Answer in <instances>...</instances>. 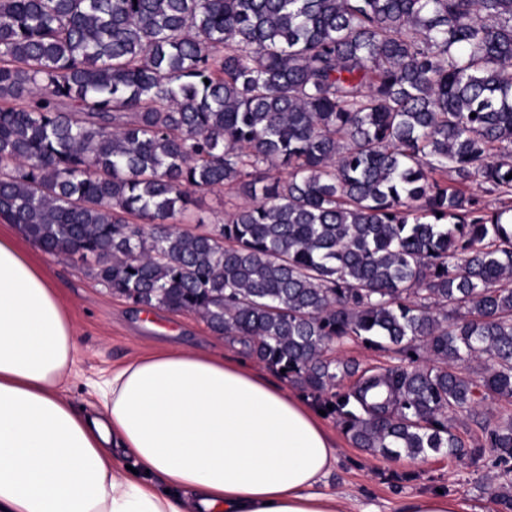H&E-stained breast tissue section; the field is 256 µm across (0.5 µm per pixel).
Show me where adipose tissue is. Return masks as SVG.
<instances>
[{
    "label": "adipose tissue",
    "mask_w": 512,
    "mask_h": 512,
    "mask_svg": "<svg viewBox=\"0 0 512 512\" xmlns=\"http://www.w3.org/2000/svg\"><path fill=\"white\" fill-rule=\"evenodd\" d=\"M75 326L18 236H0V512H347L317 408L245 359L158 349L65 384Z\"/></svg>",
    "instance_id": "obj_1"
}]
</instances>
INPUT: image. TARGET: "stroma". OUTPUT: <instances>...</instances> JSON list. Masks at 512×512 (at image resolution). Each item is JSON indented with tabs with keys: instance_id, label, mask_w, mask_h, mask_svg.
<instances>
[{
	"instance_id": "1",
	"label": "stroma",
	"mask_w": 512,
	"mask_h": 512,
	"mask_svg": "<svg viewBox=\"0 0 512 512\" xmlns=\"http://www.w3.org/2000/svg\"><path fill=\"white\" fill-rule=\"evenodd\" d=\"M235 191L217 188L201 194L197 207L176 220L178 229L200 232L223 223L226 211L242 203ZM46 273L58 284L76 329V363L66 394L78 409L98 402L93 381L114 366L149 348L174 347L247 358L239 343L217 335L197 315L160 307L146 311L113 294L94 274L91 265L37 250ZM324 422L337 440L336 464L327 485L348 505V512H400L412 496L443 491L465 512H500L492 491L512 484V473L496 466L490 449L481 456L451 458L432 454L420 465L407 456L372 455L351 445L334 416Z\"/></svg>"
}]
</instances>
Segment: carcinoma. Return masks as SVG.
I'll use <instances>...</instances> for the list:
<instances>
[{
  "label": "carcinoma",
  "instance_id": "1",
  "mask_svg": "<svg viewBox=\"0 0 512 512\" xmlns=\"http://www.w3.org/2000/svg\"><path fill=\"white\" fill-rule=\"evenodd\" d=\"M510 173L512 0H0V219L371 454L512 462L511 414L452 426L512 402ZM223 186L250 203L156 234ZM328 355L340 359H353L360 364V369L388 367L399 362V356L393 352L372 350L359 341L344 339L328 352ZM512 414V403L507 404L504 401L487 400L478 409L476 416H459V419L454 424L455 433L462 437L464 440L470 442L477 436H481V424L485 419H493L501 413Z\"/></svg>",
  "mask_w": 512,
  "mask_h": 512
}]
</instances>
